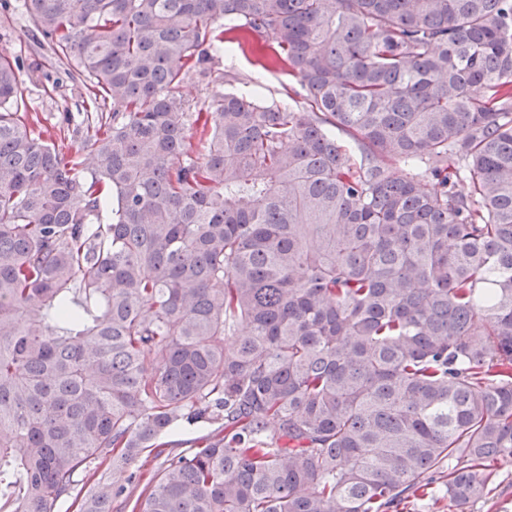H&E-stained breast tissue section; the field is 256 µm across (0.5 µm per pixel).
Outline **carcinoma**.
I'll list each match as a JSON object with an SVG mask.
<instances>
[{
	"label": "carcinoma",
	"instance_id": "1",
	"mask_svg": "<svg viewBox=\"0 0 512 512\" xmlns=\"http://www.w3.org/2000/svg\"><path fill=\"white\" fill-rule=\"evenodd\" d=\"M23 6L92 109L65 157L0 49V512L486 498L512 457V0ZM234 41L299 104L188 111ZM182 421L212 430L166 450Z\"/></svg>",
	"mask_w": 512,
	"mask_h": 512
}]
</instances>
